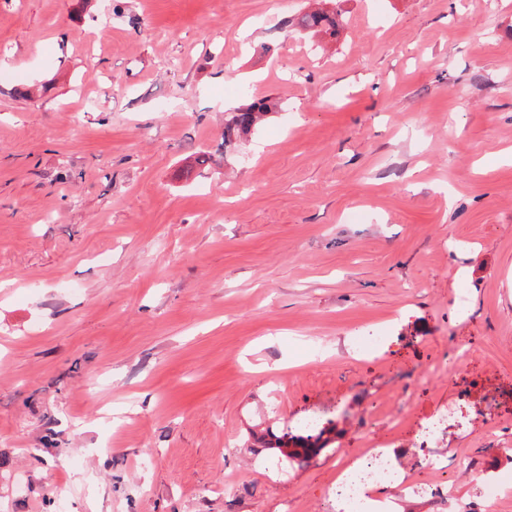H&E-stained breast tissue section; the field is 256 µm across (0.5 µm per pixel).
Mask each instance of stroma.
<instances>
[{"instance_id":"1","label":"stroma","mask_w":512,"mask_h":512,"mask_svg":"<svg viewBox=\"0 0 512 512\" xmlns=\"http://www.w3.org/2000/svg\"><path fill=\"white\" fill-rule=\"evenodd\" d=\"M328 5L0 0V512H512V0ZM337 17H340V19H336ZM339 21L343 22L342 18V12L340 11L335 13H323V12H313L310 14H304L300 18V25L304 29H315V28H322V27H328V29H331L333 33H336V26H339ZM277 107L278 103L271 98H258L232 112L225 119L224 148L231 147L238 137L248 134ZM378 450L383 453L374 452L372 448H365L362 454V458L365 460L361 467L358 461L345 468L338 478V482H341L347 475L360 467L355 481L348 484L339 483L336 487L337 498L344 500L349 507H352L354 509L352 512H362L360 510L362 508L360 485L371 483L365 487V490L372 495H376L386 486L375 483L392 480L393 469L390 460L386 456L393 458L396 453L393 448H378Z\"/></svg>"}]
</instances>
